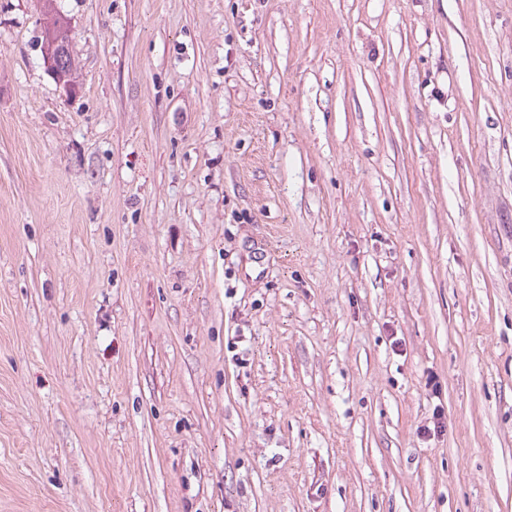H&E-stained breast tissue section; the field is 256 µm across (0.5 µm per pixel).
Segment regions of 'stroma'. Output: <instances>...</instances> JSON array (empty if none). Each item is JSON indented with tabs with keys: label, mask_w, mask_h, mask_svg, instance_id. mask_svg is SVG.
<instances>
[{
	"label": "stroma",
	"mask_w": 512,
	"mask_h": 512,
	"mask_svg": "<svg viewBox=\"0 0 512 512\" xmlns=\"http://www.w3.org/2000/svg\"><path fill=\"white\" fill-rule=\"evenodd\" d=\"M54 6L63 80L0 0V512H512V0Z\"/></svg>",
	"instance_id": "stroma-1"
}]
</instances>
